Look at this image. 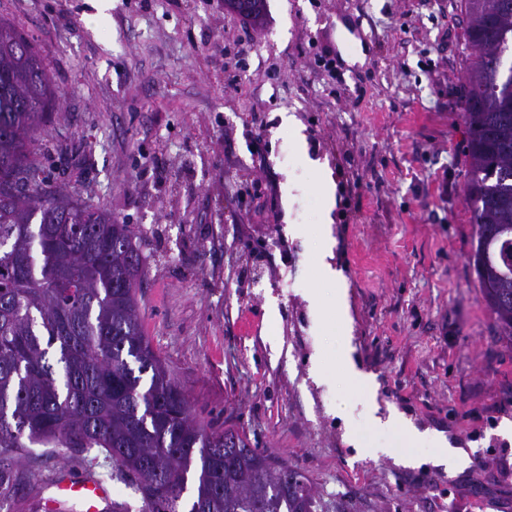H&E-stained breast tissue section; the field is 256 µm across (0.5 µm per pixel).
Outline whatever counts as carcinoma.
I'll return each instance as SVG.
<instances>
[{
	"label": "carcinoma",
	"instance_id": "carcinoma-1",
	"mask_svg": "<svg viewBox=\"0 0 512 512\" xmlns=\"http://www.w3.org/2000/svg\"><path fill=\"white\" fill-rule=\"evenodd\" d=\"M472 61L461 102L477 288L512 342V0H459ZM33 44L0 20V510L17 496L1 463L33 445L97 451L140 512H329L288 462L234 428L210 432L144 334L140 238L93 202L49 190L33 159L60 111Z\"/></svg>",
	"mask_w": 512,
	"mask_h": 512
}]
</instances>
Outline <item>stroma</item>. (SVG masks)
Returning <instances> with one entry per match:
<instances>
[{
    "mask_svg": "<svg viewBox=\"0 0 512 512\" xmlns=\"http://www.w3.org/2000/svg\"><path fill=\"white\" fill-rule=\"evenodd\" d=\"M267 3L255 27L224 0H111L93 28L92 0H0L62 101L36 155L45 182L140 237L143 330L197 423L244 431L344 512H512V346L470 260L459 0ZM354 25L365 40L332 78L316 58ZM283 111L332 172L331 213ZM327 218L351 357L379 416L443 435L469 464L430 463L420 447L405 466L398 436L370 428L318 276ZM479 456L497 467L476 468ZM13 464L23 497L54 498L51 469L86 477L74 452L36 446ZM281 126L288 130V134L291 135L294 142L297 145L299 154L303 161H307L310 166H317V163L308 160V155L305 151V138L302 134L303 126L297 120L296 116L292 113L282 112L280 114Z\"/></svg>",
    "mask_w": 512,
    "mask_h": 512,
    "instance_id": "obj_1",
    "label": "stroma"
}]
</instances>
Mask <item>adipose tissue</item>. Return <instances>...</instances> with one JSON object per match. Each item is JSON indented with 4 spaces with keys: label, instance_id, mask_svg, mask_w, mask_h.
Masks as SVG:
<instances>
[{
    "label": "adipose tissue",
    "instance_id": "adipose-tissue-1",
    "mask_svg": "<svg viewBox=\"0 0 512 512\" xmlns=\"http://www.w3.org/2000/svg\"><path fill=\"white\" fill-rule=\"evenodd\" d=\"M346 373L354 392L361 396L367 406L371 428L378 431H392L401 438L404 446L402 459L406 464H416L417 458L413 450L424 443L433 448L434 463L440 464L448 461L456 466L466 464L465 453L449 448L445 438L440 435L419 431L402 414L393 412L385 418L378 416L371 379L351 366L347 367Z\"/></svg>",
    "mask_w": 512,
    "mask_h": 512
}]
</instances>
